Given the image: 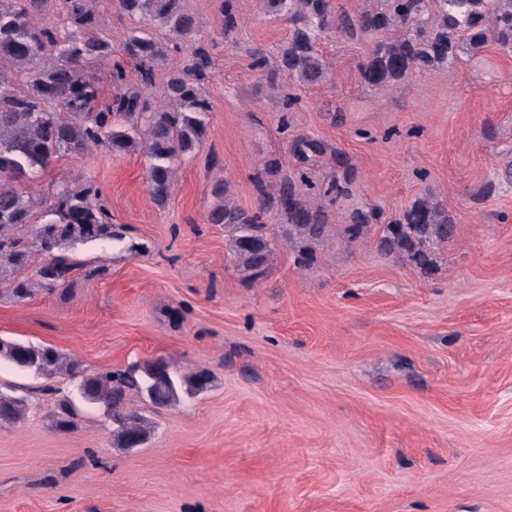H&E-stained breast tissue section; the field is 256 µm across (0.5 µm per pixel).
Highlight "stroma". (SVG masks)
<instances>
[{
	"label": "stroma",
	"mask_w": 512,
	"mask_h": 512,
	"mask_svg": "<svg viewBox=\"0 0 512 512\" xmlns=\"http://www.w3.org/2000/svg\"><path fill=\"white\" fill-rule=\"evenodd\" d=\"M183 5L211 58L202 145L162 206L144 154L55 159L28 196L94 184L123 240L76 246L66 286L23 301L0 287V336L53 346L87 376L163 359L212 381L171 407L130 394L155 431L127 451L100 409L57 427L68 380L1 366L30 410L0 425V512H512V49L465 48L376 89L359 73L373 36L327 37L326 79L308 88L275 74L288 21L261 0H235L229 34L221 0ZM298 138L325 154L298 163ZM274 157L307 172L329 232L307 268L279 239L250 283L207 221L210 190L227 181L255 208ZM429 195L455 230L424 275L377 239ZM369 207L380 222L345 242Z\"/></svg>",
	"instance_id": "35a3bbf8"
}]
</instances>
